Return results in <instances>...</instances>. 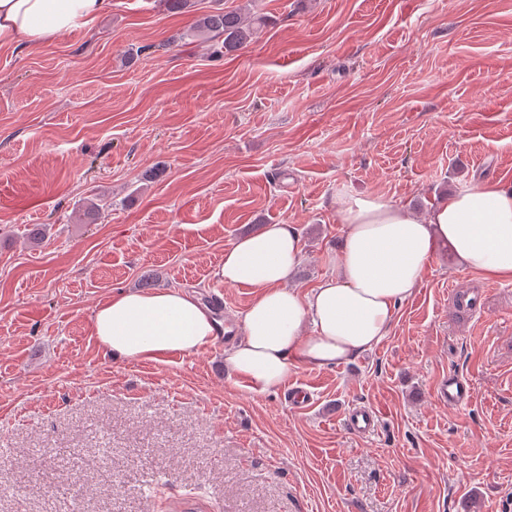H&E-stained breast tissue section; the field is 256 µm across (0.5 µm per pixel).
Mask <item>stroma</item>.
I'll return each instance as SVG.
<instances>
[{"instance_id":"obj_1","label":"stroma","mask_w":512,"mask_h":512,"mask_svg":"<svg viewBox=\"0 0 512 512\" xmlns=\"http://www.w3.org/2000/svg\"><path fill=\"white\" fill-rule=\"evenodd\" d=\"M194 2L112 0L0 48V512H512V282L447 247L373 349L290 368L306 410L230 376L222 343L140 362L91 327L151 272L222 293L241 331L253 294L216 275L238 238L295 225L305 292L331 271L338 193L424 214L512 184V0H255L267 27L225 57L188 30L246 0ZM450 372L468 405L434 397ZM352 405L379 410L374 435L350 433Z\"/></svg>"}]
</instances>
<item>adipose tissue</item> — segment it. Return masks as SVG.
Returning a JSON list of instances; mask_svg holds the SVG:
<instances>
[{
	"mask_svg": "<svg viewBox=\"0 0 512 512\" xmlns=\"http://www.w3.org/2000/svg\"><path fill=\"white\" fill-rule=\"evenodd\" d=\"M111 8L112 0H0V47L38 48L92 26ZM336 221L342 240L333 269L304 294L288 286L303 253L294 225H263L224 251L217 276L254 294L243 335L225 349L224 362L255 393L283 385L290 367L325 369L372 349L440 245L463 269L512 282V185L464 184L424 217L380 195L344 193ZM92 331L104 352L158 362L213 343L220 325L187 291L124 290L99 304Z\"/></svg>",
	"mask_w": 512,
	"mask_h": 512,
	"instance_id": "1",
	"label": "adipose tissue"
}]
</instances>
